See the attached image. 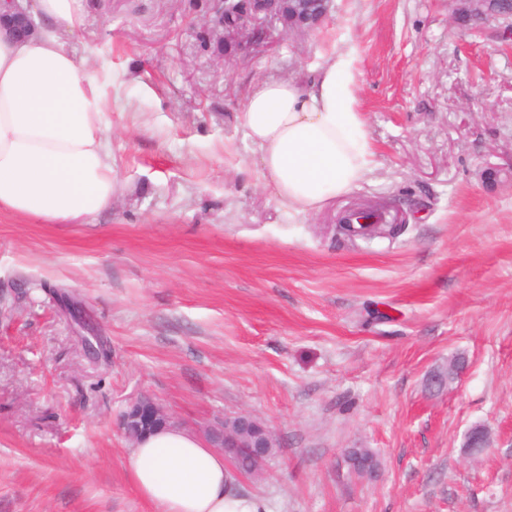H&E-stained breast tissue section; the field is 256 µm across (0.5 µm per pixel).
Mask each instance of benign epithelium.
<instances>
[{"mask_svg":"<svg viewBox=\"0 0 512 512\" xmlns=\"http://www.w3.org/2000/svg\"><path fill=\"white\" fill-rule=\"evenodd\" d=\"M213 16L204 23L207 33L218 34L224 43L235 41L259 42L272 37L274 28L269 23H281L288 32L305 34L314 27L322 25L329 19L330 9L326 7L329 0H212ZM455 14H469L482 19L490 16L496 20H512V6L501 0H454ZM9 16L0 18V29L11 34L27 35L35 25L17 0H9ZM462 368L454 362L448 366V372L437 373L430 377L429 385L443 388L448 381L458 378ZM170 418L165 410L154 400L141 397L133 401L122 414V428L130 438H135L151 429L166 425ZM234 432L227 430L213 435L215 443L224 448L227 454L240 451L263 462L272 451L269 446L273 430L262 421L246 413H239L230 418ZM490 445L488 431L482 426L472 427L467 435L464 448L471 455L481 454Z\"/></svg>","mask_w":512,"mask_h":512,"instance_id":"1","label":"benign epithelium"}]
</instances>
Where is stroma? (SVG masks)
I'll return each instance as SVG.
<instances>
[{
    "mask_svg": "<svg viewBox=\"0 0 512 512\" xmlns=\"http://www.w3.org/2000/svg\"><path fill=\"white\" fill-rule=\"evenodd\" d=\"M118 189L83 224L0 215V512H153L120 425L149 396L203 440L252 414L267 512H512V38L452 0H334L219 48L206 0H86ZM352 56L376 166L287 215L239 115L257 80ZM353 208L405 225L339 239ZM100 344L98 357L89 345ZM464 373L428 380L452 358ZM484 426L479 457L467 431ZM368 448L374 477L347 452Z\"/></svg>",
    "mask_w": 512,
    "mask_h": 512,
    "instance_id": "stroma-1",
    "label": "stroma"
}]
</instances>
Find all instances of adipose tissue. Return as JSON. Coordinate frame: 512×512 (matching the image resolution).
Instances as JSON below:
<instances>
[{
  "instance_id": "ef3b65f1",
  "label": "adipose tissue",
  "mask_w": 512,
  "mask_h": 512,
  "mask_svg": "<svg viewBox=\"0 0 512 512\" xmlns=\"http://www.w3.org/2000/svg\"><path fill=\"white\" fill-rule=\"evenodd\" d=\"M38 28L0 32V213L79 224L112 205L115 190L104 114L112 105L87 57L66 44L84 0H30ZM356 84L345 56L309 84L262 80L246 95L241 127L259 175L288 214L307 215L360 188L373 164ZM129 479L154 512H267L235 493L223 452L166 426L129 450Z\"/></svg>"
}]
</instances>
